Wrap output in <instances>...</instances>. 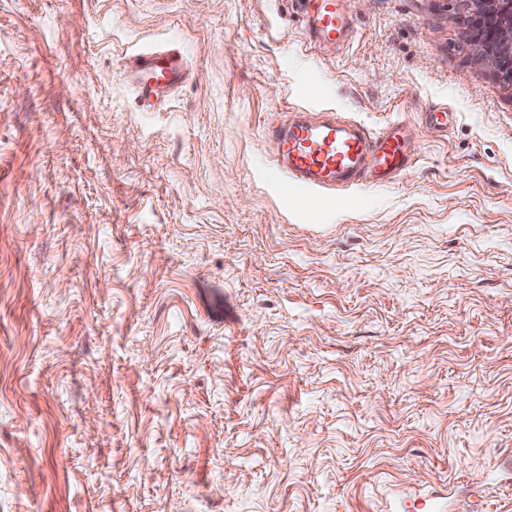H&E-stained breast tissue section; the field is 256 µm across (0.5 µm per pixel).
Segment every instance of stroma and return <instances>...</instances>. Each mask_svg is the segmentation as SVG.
Listing matches in <instances>:
<instances>
[{
	"mask_svg": "<svg viewBox=\"0 0 512 512\" xmlns=\"http://www.w3.org/2000/svg\"><path fill=\"white\" fill-rule=\"evenodd\" d=\"M342 7L0 0V512H512V88L461 0ZM287 110L414 164L296 192ZM293 1L303 6L305 25L316 46L340 48L348 42L353 25L341 9V0ZM184 61L174 49L163 52H142L125 75L133 84L140 101L147 107L161 99L170 89L181 84Z\"/></svg>",
	"mask_w": 512,
	"mask_h": 512,
	"instance_id": "35a3bbf8",
	"label": "stroma"
}]
</instances>
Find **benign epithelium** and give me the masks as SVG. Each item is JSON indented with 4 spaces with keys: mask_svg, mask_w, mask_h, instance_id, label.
<instances>
[{
    "mask_svg": "<svg viewBox=\"0 0 512 512\" xmlns=\"http://www.w3.org/2000/svg\"><path fill=\"white\" fill-rule=\"evenodd\" d=\"M471 4L470 59L512 88V0H466Z\"/></svg>",
    "mask_w": 512,
    "mask_h": 512,
    "instance_id": "1",
    "label": "benign epithelium"
}]
</instances>
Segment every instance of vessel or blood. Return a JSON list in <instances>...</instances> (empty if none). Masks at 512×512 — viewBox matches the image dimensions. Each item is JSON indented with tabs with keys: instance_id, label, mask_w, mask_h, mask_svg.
Segmentation results:
<instances>
[{
	"instance_id": "obj_1",
	"label": "vessel or blood",
	"mask_w": 512,
	"mask_h": 512,
	"mask_svg": "<svg viewBox=\"0 0 512 512\" xmlns=\"http://www.w3.org/2000/svg\"><path fill=\"white\" fill-rule=\"evenodd\" d=\"M306 28L316 46L341 47L353 25L340 0H298ZM184 61L176 50L143 52L125 75L145 106H152L181 84ZM265 135L275 146V167L296 190L335 192L362 180L390 183L412 167L413 154L401 127L373 131L363 124L328 112L309 118L301 112L285 114L270 124Z\"/></svg>"
}]
</instances>
